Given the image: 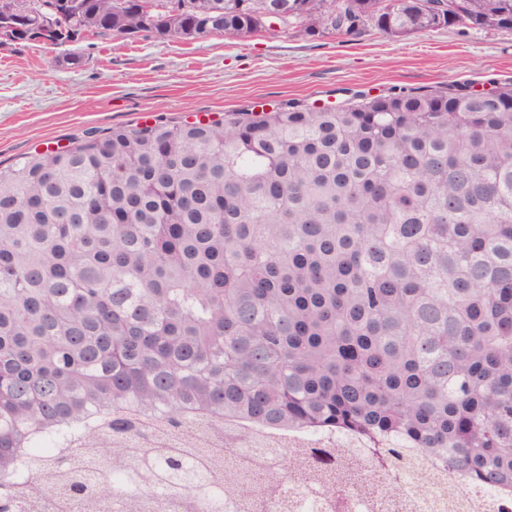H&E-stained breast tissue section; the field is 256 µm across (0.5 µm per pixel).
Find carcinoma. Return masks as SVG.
<instances>
[{
  "label": "carcinoma",
  "mask_w": 512,
  "mask_h": 512,
  "mask_svg": "<svg viewBox=\"0 0 512 512\" xmlns=\"http://www.w3.org/2000/svg\"><path fill=\"white\" fill-rule=\"evenodd\" d=\"M245 38L279 0H221ZM193 0H79L82 35L203 37ZM512 30V0H457ZM180 10L177 25L167 14ZM302 37L448 27L420 0H288ZM68 451L10 482L34 431ZM259 428L347 431L390 492L419 455L512 490V83L288 101L91 135L0 168V512L91 497L273 512Z\"/></svg>",
  "instance_id": "obj_1"
}]
</instances>
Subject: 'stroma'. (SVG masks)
Returning a JSON list of instances; mask_svg holds the SVG:
<instances>
[{
    "mask_svg": "<svg viewBox=\"0 0 512 512\" xmlns=\"http://www.w3.org/2000/svg\"><path fill=\"white\" fill-rule=\"evenodd\" d=\"M79 54L76 65L64 63ZM512 81V31L462 26L392 39L301 37L276 25L237 39L194 41L91 37L69 45L0 48V167L60 149L94 131L214 121L225 113L291 99L346 103L354 93L488 91Z\"/></svg>",
    "mask_w": 512,
    "mask_h": 512,
    "instance_id": "35a3bbf8",
    "label": "stroma"
}]
</instances>
